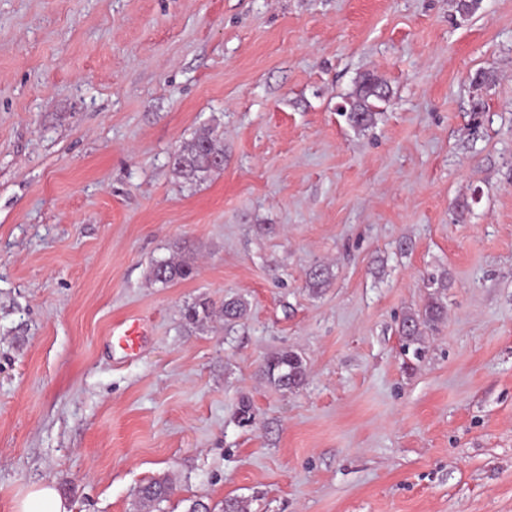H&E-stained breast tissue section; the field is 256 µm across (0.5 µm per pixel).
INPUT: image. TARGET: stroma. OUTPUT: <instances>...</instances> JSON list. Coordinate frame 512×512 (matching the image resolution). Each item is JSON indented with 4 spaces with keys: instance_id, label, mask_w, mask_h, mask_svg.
Returning <instances> with one entry per match:
<instances>
[{
    "instance_id": "1",
    "label": "stroma",
    "mask_w": 512,
    "mask_h": 512,
    "mask_svg": "<svg viewBox=\"0 0 512 512\" xmlns=\"http://www.w3.org/2000/svg\"><path fill=\"white\" fill-rule=\"evenodd\" d=\"M282 350L299 387L261 376ZM162 477L150 512H512V0H0V512H140ZM389 90L377 78L366 76L357 90V99L352 104L348 119L357 126H367L377 112V103L385 101ZM173 166L176 173L187 180H205L224 169V141L209 130L202 129L175 154ZM194 266L186 261L159 260L153 264L152 278L156 283L168 285L176 281H184L194 277ZM443 307L436 301L425 305L423 311L406 315L401 322V332L406 341L407 349L419 342L424 329L437 322L443 315ZM261 373L269 384L285 390L299 387L306 379L303 358L291 350L277 352L267 357ZM171 489L168 478L155 479L136 491V498L143 506H156L165 501ZM16 512H72L51 485L30 491L16 507Z\"/></svg>"
}]
</instances>
